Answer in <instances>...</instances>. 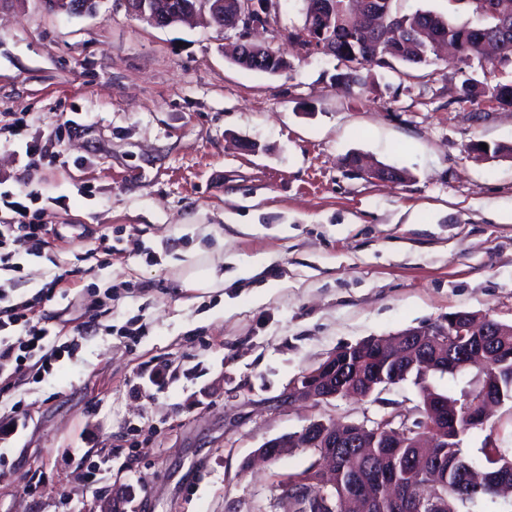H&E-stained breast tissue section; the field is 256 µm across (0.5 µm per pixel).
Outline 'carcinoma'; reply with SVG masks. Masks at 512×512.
<instances>
[{
	"label": "carcinoma",
	"mask_w": 512,
	"mask_h": 512,
	"mask_svg": "<svg viewBox=\"0 0 512 512\" xmlns=\"http://www.w3.org/2000/svg\"><path fill=\"white\" fill-rule=\"evenodd\" d=\"M331 9L319 23L323 29L322 51L330 53L345 66V71L336 74L349 84L360 83L358 71L362 66L376 65L390 67L397 62L409 68L427 66L440 59L443 50L453 54L457 60L469 67L475 60L492 67L512 65V0H482V4H463L461 0H448V10L457 13L468 10L477 22L466 20L456 22L430 10L417 9L404 12L398 7V0H330ZM494 47V54H485V47ZM239 57L235 63L251 70L274 74L280 69L282 59L268 49L247 48L242 43L237 47ZM487 96L500 108H512V79L499 81L490 86L474 78L465 79L460 88L459 99L468 100ZM501 353L483 361L474 359L473 364L481 366L482 380L496 378L501 385L503 401L512 403V332L498 339ZM469 407L467 400L448 399V409L457 413V419H448V447L409 448L399 440V448H378L377 455L386 457L388 464L381 476L369 477L364 471L366 458L358 455L341 456L336 460L342 471V479L336 487L325 488L315 482L317 470L311 465L299 476L308 481L311 493L325 494L336 505L355 491V479L364 481L372 497L371 512H404L389 506L385 482L396 479L402 485V500L411 503L417 498L416 487L407 483L399 467L402 457L439 453L448 470V509L459 512V507L473 504L483 496H493L490 486L473 487L460 491L462 473L472 470V465L463 456L460 435L473 424L466 420ZM484 468L498 466L512 467V453L507 448L496 446L493 435L485 439Z\"/></svg>",
	"instance_id": "1"
}]
</instances>
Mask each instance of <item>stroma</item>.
Wrapping results in <instances>:
<instances>
[{
  "mask_svg": "<svg viewBox=\"0 0 512 512\" xmlns=\"http://www.w3.org/2000/svg\"><path fill=\"white\" fill-rule=\"evenodd\" d=\"M305 7L265 0L252 40L288 63L271 75L235 64L238 31L204 17L156 28L123 0L80 17L0 5V223L19 201L50 229L19 256L20 293L66 273L44 325H92L39 382L0 390V407L28 409L23 438L0 443V512H292L280 484L317 456L248 468L266 441L372 423L419 405L424 385L477 387L471 368L361 399L288 398L361 341L456 311L512 323V110L459 101L484 74L452 58L337 88L338 60L289 37ZM104 233L102 267L89 250ZM219 264L223 281L189 287ZM490 434L512 448V404L462 435L463 455L481 463Z\"/></svg>",
  "mask_w": 512,
  "mask_h": 512,
  "instance_id": "1",
  "label": "stroma"
}]
</instances>
